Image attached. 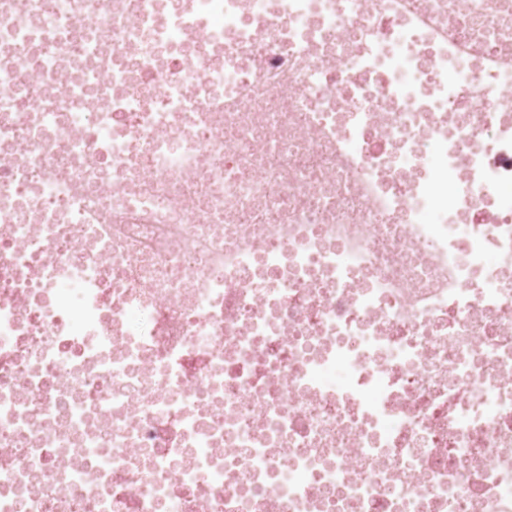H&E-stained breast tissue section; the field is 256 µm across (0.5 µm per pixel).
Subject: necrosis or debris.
<instances>
[{
	"instance_id": "necrosis-or-debris-1",
	"label": "necrosis or debris",
	"mask_w": 512,
	"mask_h": 512,
	"mask_svg": "<svg viewBox=\"0 0 512 512\" xmlns=\"http://www.w3.org/2000/svg\"><path fill=\"white\" fill-rule=\"evenodd\" d=\"M0 512H512V0H0Z\"/></svg>"
}]
</instances>
